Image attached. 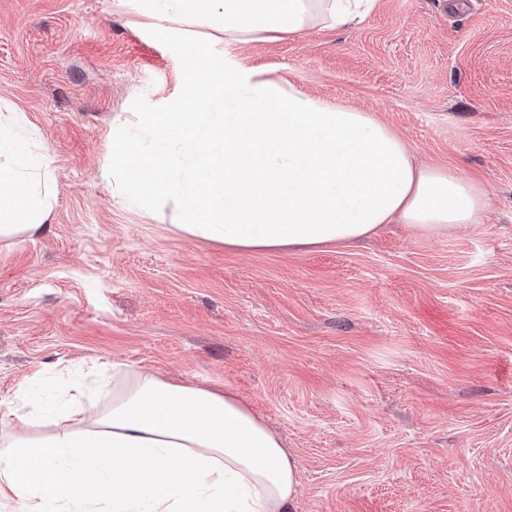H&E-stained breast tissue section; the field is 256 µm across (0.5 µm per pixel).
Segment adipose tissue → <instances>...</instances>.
<instances>
[{
  "label": "adipose tissue",
  "mask_w": 512,
  "mask_h": 512,
  "mask_svg": "<svg viewBox=\"0 0 512 512\" xmlns=\"http://www.w3.org/2000/svg\"><path fill=\"white\" fill-rule=\"evenodd\" d=\"M179 52L184 90L112 121V175L151 212L169 201L187 236L240 250L351 243L398 222L439 234L477 223L481 185L418 164L374 113L314 98L188 47L359 23L376 0H130ZM52 160L21 112L0 113V240H32L52 209ZM0 412V512H293L294 457L230 392L112 365V402L88 410L59 374Z\"/></svg>",
  "instance_id": "1"
}]
</instances>
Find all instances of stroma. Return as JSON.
<instances>
[{"label":"stroma","mask_w":512,"mask_h":512,"mask_svg":"<svg viewBox=\"0 0 512 512\" xmlns=\"http://www.w3.org/2000/svg\"><path fill=\"white\" fill-rule=\"evenodd\" d=\"M217 60L374 113L428 165L481 181L480 223L241 252L112 182V118L183 89L119 0H0V103L41 130L54 204L0 241V401L123 362L236 392L298 466L295 512H512V0H378L350 29Z\"/></svg>","instance_id":"1"}]
</instances>
